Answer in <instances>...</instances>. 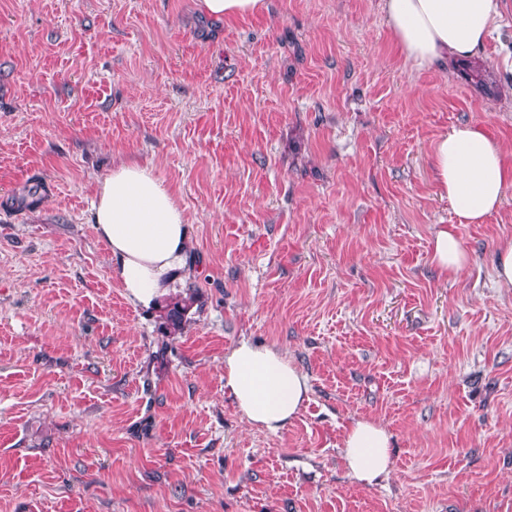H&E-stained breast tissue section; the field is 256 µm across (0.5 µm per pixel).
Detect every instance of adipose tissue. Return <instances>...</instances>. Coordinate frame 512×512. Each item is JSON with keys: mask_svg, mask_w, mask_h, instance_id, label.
<instances>
[{"mask_svg": "<svg viewBox=\"0 0 512 512\" xmlns=\"http://www.w3.org/2000/svg\"><path fill=\"white\" fill-rule=\"evenodd\" d=\"M399 54L412 68L431 69L484 48L498 26L500 0H381ZM438 189L456 221L437 225L431 260L444 274H460L469 257L457 233L481 224L512 189V154L482 128L462 124L433 145ZM94 230L109 256V276L127 300L158 307L189 275L185 212L152 163L121 162L99 181L92 201ZM224 392L253 428L275 433L309 399L307 375L279 348L241 339L224 354ZM392 435L370 419H356L341 438L342 464L355 483L372 486L390 476Z\"/></svg>", "mask_w": 512, "mask_h": 512, "instance_id": "adipose-tissue-1", "label": "adipose tissue"}]
</instances>
